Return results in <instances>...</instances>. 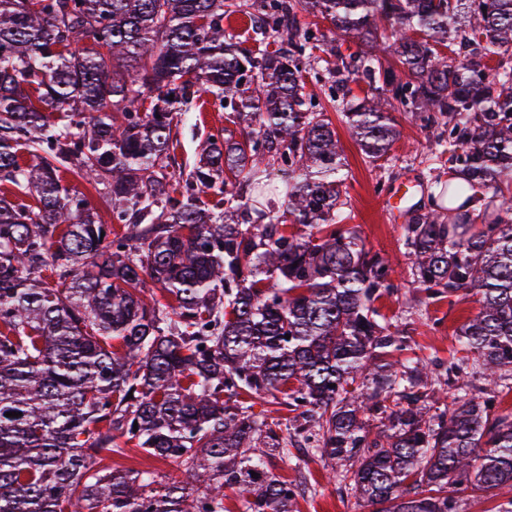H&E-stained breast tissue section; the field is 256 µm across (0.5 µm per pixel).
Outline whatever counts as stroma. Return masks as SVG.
Masks as SVG:
<instances>
[{
  "label": "stroma",
  "instance_id": "1",
  "mask_svg": "<svg viewBox=\"0 0 512 512\" xmlns=\"http://www.w3.org/2000/svg\"><path fill=\"white\" fill-rule=\"evenodd\" d=\"M330 79L307 81L306 91L313 95L332 121L344 149L347 174V226L355 228L367 247L391 258L395 288L376 302L381 314L392 318L406 338L409 353L427 362L448 363L457 346L458 329L479 308V296L473 291H460L450 297L428 298L414 283L406 265L404 226L407 216L396 214L400 189L416 185L414 208L427 205L435 186L447 185L453 175L448 158L442 155L433 128L420 126L409 114L398 112L394 118L400 131L388 161L377 167L369 163L342 119V103L331 102ZM199 109L190 111L173 129L177 142L175 161L190 168L200 153L208 134L226 125L224 110L212 95L201 97ZM272 477L294 484L297 490L293 512H368L367 507L347 495L336 481L329 479L318 456L311 454L298 436H291L287 452L272 451L264 458ZM102 463L112 468L151 471L171 481L181 480L176 464L150 457L137 450L125 454H104Z\"/></svg>",
  "mask_w": 512,
  "mask_h": 512
}]
</instances>
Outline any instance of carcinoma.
Segmentation results:
<instances>
[{"instance_id": "obj_1", "label": "carcinoma", "mask_w": 512, "mask_h": 512, "mask_svg": "<svg viewBox=\"0 0 512 512\" xmlns=\"http://www.w3.org/2000/svg\"><path fill=\"white\" fill-rule=\"evenodd\" d=\"M244 11L278 51L240 47L224 20ZM300 12L360 47L336 51L331 101L377 84L342 113L367 158L399 137L393 111L443 123L467 182L439 196L452 222L434 199L411 213L410 275L431 298L480 295L448 372L470 363L493 393L512 370V64L480 62L512 51V0H0V512H224L226 486L241 512H292L256 446L287 452L254 411L275 391L372 512H464L469 490H512V416L478 396L433 407L447 389L427 361L395 358L405 337L374 307L394 268L341 227L343 151L305 92L323 40ZM448 40L454 59L435 50ZM207 92L239 135H209L177 173L174 119ZM486 194L495 209L471 205ZM123 445L186 480L98 466Z\"/></svg>"}]
</instances>
